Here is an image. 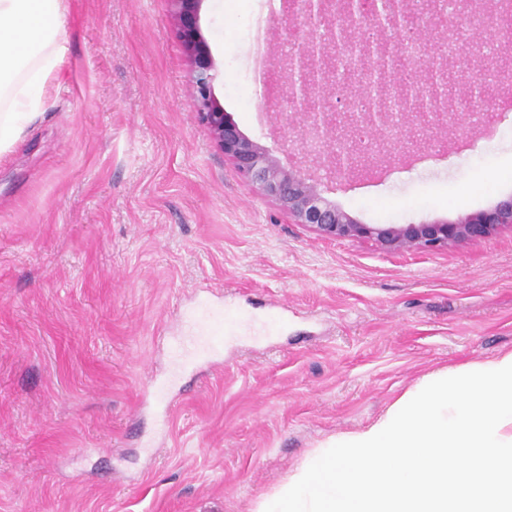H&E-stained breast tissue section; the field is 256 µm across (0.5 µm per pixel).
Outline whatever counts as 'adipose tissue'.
<instances>
[{
  "label": "adipose tissue",
  "instance_id": "1",
  "mask_svg": "<svg viewBox=\"0 0 512 512\" xmlns=\"http://www.w3.org/2000/svg\"><path fill=\"white\" fill-rule=\"evenodd\" d=\"M61 0H0V154L43 107L64 48Z\"/></svg>",
  "mask_w": 512,
  "mask_h": 512
}]
</instances>
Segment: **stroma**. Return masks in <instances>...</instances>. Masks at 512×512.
I'll return each mask as SVG.
<instances>
[{
    "mask_svg": "<svg viewBox=\"0 0 512 512\" xmlns=\"http://www.w3.org/2000/svg\"><path fill=\"white\" fill-rule=\"evenodd\" d=\"M64 53L40 115L0 156V512H256L331 436L383 414L426 375L512 350V230L441 252L323 239L259 197L194 111L173 0H63ZM213 93L282 163V28L269 0H202ZM438 59L454 109L468 44ZM269 67L263 107L253 95ZM512 109L476 146L383 175L326 177L364 224H430L512 197ZM245 331L189 375L166 417L140 405L165 338L200 291Z\"/></svg>",
    "mask_w": 512,
    "mask_h": 512,
    "instance_id": "35a3bbf8",
    "label": "stroma"
}]
</instances>
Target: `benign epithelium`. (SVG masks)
<instances>
[{"mask_svg": "<svg viewBox=\"0 0 512 512\" xmlns=\"http://www.w3.org/2000/svg\"><path fill=\"white\" fill-rule=\"evenodd\" d=\"M178 32L193 63L190 82L195 112L216 146L255 192L279 211L325 239L369 242L385 251L439 252L464 242L485 241L503 229H512V198L494 208L470 213L448 224H362L326 199L319 189L321 176L301 173L311 158L319 160L330 174L350 178L370 167L373 157L384 152L394 136L399 142L415 138L422 128L440 134L454 125V112H399L397 105L410 101L409 86L396 80L407 66L408 46L388 40L364 41L358 30H336V8L342 7L348 21L375 30L394 26H422L440 35L458 30L456 18L429 13L417 20L401 10L397 0H289L280 21L303 18L315 22L323 33L295 46L288 59L287 94L280 105L301 118L299 157L284 166L265 147L245 136L214 97L217 71L198 32L201 0H174ZM353 85L364 76L363 89L372 100L366 112L317 110L319 91L336 82ZM379 133L377 147L366 150L357 142L358 127Z\"/></svg>", "mask_w": 512, "mask_h": 512, "instance_id": "7a95c632", "label": "benign epithelium"}]
</instances>
